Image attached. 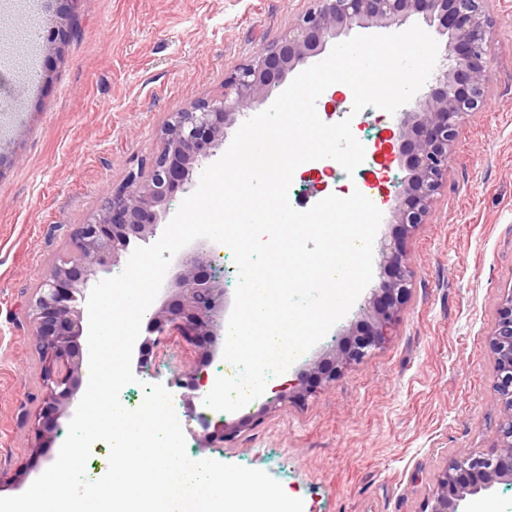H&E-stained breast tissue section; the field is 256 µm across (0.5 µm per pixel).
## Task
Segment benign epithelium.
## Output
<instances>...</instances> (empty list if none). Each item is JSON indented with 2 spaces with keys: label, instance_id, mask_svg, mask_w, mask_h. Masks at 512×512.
<instances>
[{
  "label": "benign epithelium",
  "instance_id": "1",
  "mask_svg": "<svg viewBox=\"0 0 512 512\" xmlns=\"http://www.w3.org/2000/svg\"><path fill=\"white\" fill-rule=\"evenodd\" d=\"M288 35L266 46L252 61L224 80L219 98L201 99L170 114L161 130L162 149L124 182L104 194L91 217L74 225L66 256L40 277L27 313L32 336L45 361L46 392L36 419L56 415L72 405L81 385L84 362L80 342L86 331L84 307L77 293L102 269L116 265L130 245L146 241L156 230L170 195L192 182L193 172L215 155L241 111L267 100L300 63L319 57L329 41L355 28L402 26L414 14L448 34L449 66L409 110L399 113L392 138L410 177L404 198L392 207L393 223L411 233L425 222L448 176L450 150L465 119L488 98V49L491 16L488 0H311ZM220 245L198 239L166 274L171 294L146 315V333L139 363L151 358L175 337L188 348H200L214 335L218 313L226 306L224 289L206 276ZM382 280L372 289L366 318L350 337L318 367L320 382L329 386L344 372L384 347L400 321L410 291L412 271L395 243L380 249ZM488 346L495 358L493 390L500 425L492 447L460 453L446 460L435 477L422 512L470 510L502 481L512 482V290L503 296ZM208 378L197 364L188 365L174 384L202 392ZM313 389L300 382L278 390L272 402L304 400Z\"/></svg>",
  "mask_w": 512,
  "mask_h": 512
}]
</instances>
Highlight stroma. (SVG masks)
<instances>
[{
	"label": "stroma",
	"mask_w": 512,
	"mask_h": 512,
	"mask_svg": "<svg viewBox=\"0 0 512 512\" xmlns=\"http://www.w3.org/2000/svg\"><path fill=\"white\" fill-rule=\"evenodd\" d=\"M310 0H0V497L25 492L58 456L74 408L48 437L35 434L45 394L43 362L26 305L41 275L66 250L73 225L96 210L160 147L172 112L219 95L224 80L273 43ZM490 94L453 145L448 179L425 224L402 236L381 223L377 240H399L414 276L390 342L301 402L272 404V389L307 377L363 319L368 293L262 396L221 413L235 443L202 447L173 380L201 362L210 379L230 374L223 343L192 352L170 342L122 403L140 406L143 384L170 388L189 458L256 468L304 512H420L447 457L488 448L499 412L487 338L512 289V0H492ZM68 30L62 50L30 42V23ZM50 71V81L38 80ZM339 93L324 123L351 118L365 148L383 142L394 115L352 111ZM338 162L296 169L289 192L299 211L336 193Z\"/></svg>",
	"instance_id": "obj_1"
}]
</instances>
